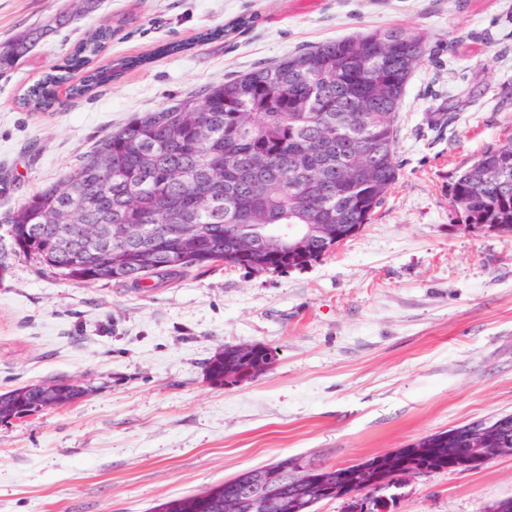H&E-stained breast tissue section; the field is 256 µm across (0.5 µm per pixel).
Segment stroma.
Segmentation results:
<instances>
[{
	"mask_svg": "<svg viewBox=\"0 0 512 512\" xmlns=\"http://www.w3.org/2000/svg\"><path fill=\"white\" fill-rule=\"evenodd\" d=\"M73 8L0 0V45ZM102 24L112 41L99 66L168 42L192 48L92 98L62 87L52 111L25 107L26 89ZM390 27L427 47L399 111L400 176L371 222L319 260L83 284L16 254L0 223V393L60 379L86 390L0 422V512H150L284 456L344 466L512 414V234L466 228L448 199L457 169L512 138V0H102L0 75V212L62 182L139 114ZM245 343L268 347L272 368L211 385L206 363ZM404 492L398 512H487L512 498V455Z\"/></svg>",
	"mask_w": 512,
	"mask_h": 512,
	"instance_id": "obj_1",
	"label": "stroma"
}]
</instances>
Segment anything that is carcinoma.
Wrapping results in <instances>:
<instances>
[{
    "label": "carcinoma",
    "mask_w": 512,
    "mask_h": 512,
    "mask_svg": "<svg viewBox=\"0 0 512 512\" xmlns=\"http://www.w3.org/2000/svg\"><path fill=\"white\" fill-rule=\"evenodd\" d=\"M71 13L60 11L43 25L26 29L0 47V74L12 70L44 38L67 28ZM112 38L100 26L81 39L63 63L24 94L23 104L40 112L53 108L56 90L68 85L84 97L118 80L153 56L122 57L89 67ZM421 38L401 27L326 41L213 84L198 97H185L157 112H145L101 139L61 183L46 187L17 211L0 215L11 225L15 251L54 273L87 284H139L149 274L173 275L194 265L224 262L249 266L232 252L236 225L367 224L399 178L396 160L398 112L406 84L424 61ZM81 77L71 82L73 74ZM453 211L466 224L512 226V140L481 152L454 173L448 185ZM70 224H150L163 229L154 262L135 257L105 265L99 249L58 252L54 238L60 212ZM181 224L201 226L202 241L191 245ZM213 385L224 384V358L206 366ZM54 383H33L0 393V422L69 406L84 396L73 386L63 402L46 404ZM459 448L448 432L428 435L405 448L344 467L296 471V458H280L278 506L313 479L321 501L339 499L343 512H395L404 480L448 470ZM248 469L202 492L182 498L200 512H245L225 503L248 480Z\"/></svg>",
    "instance_id": "carcinoma-1"
}]
</instances>
